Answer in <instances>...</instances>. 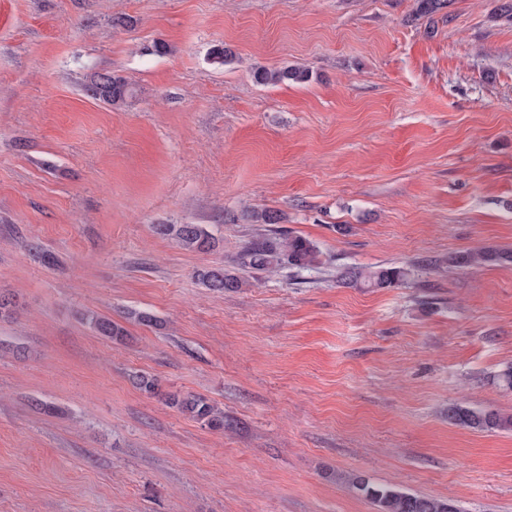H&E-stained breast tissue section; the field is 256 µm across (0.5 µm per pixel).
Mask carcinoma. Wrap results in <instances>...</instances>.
<instances>
[{
  "label": "carcinoma",
  "instance_id": "cac0c4a2",
  "mask_svg": "<svg viewBox=\"0 0 512 512\" xmlns=\"http://www.w3.org/2000/svg\"><path fill=\"white\" fill-rule=\"evenodd\" d=\"M310 71L299 67L268 69L259 67L253 71V79L260 85H273L283 82H305ZM91 94L111 105H121L133 96V90L125 79L110 73H96L89 85ZM155 232L168 237L184 249L210 250L216 246L214 235L204 224H158ZM245 265L258 271L272 272L278 268H288L297 272L309 270L319 264L320 253L311 241L291 233L274 231L267 237L251 244L245 253ZM511 261V253L479 249L452 258L458 267L478 268L486 264ZM198 276L206 287L216 292L237 288L241 281L224 271L222 267L202 270ZM406 278L402 267H376L363 269L348 267L340 273V280L361 288H387L395 286ZM86 321L100 336L121 343L127 336L120 323L96 313L87 315ZM136 385L143 391L162 395L172 407L190 415L198 422L212 428H224V411L206 398L196 395L180 396L161 393L158 380L146 374L133 376ZM448 421L456 425L481 430H512V416H503L494 410H482L451 405L448 407ZM352 487L367 499L374 512H461L451 500L409 493L393 484H376L363 476L352 479Z\"/></svg>",
  "mask_w": 512,
  "mask_h": 512
}]
</instances>
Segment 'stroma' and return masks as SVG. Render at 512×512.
Returning <instances> with one entry per match:
<instances>
[{"instance_id": "stroma-1", "label": "stroma", "mask_w": 512, "mask_h": 512, "mask_svg": "<svg viewBox=\"0 0 512 512\" xmlns=\"http://www.w3.org/2000/svg\"><path fill=\"white\" fill-rule=\"evenodd\" d=\"M502 2L0 0V292L19 304L0 321V512H373L355 475L512 512V431L448 420L512 415V263L447 268L512 251ZM257 66L312 76L261 86ZM97 72L133 97L90 96ZM264 209L316 268L242 266ZM220 266L242 286L206 288ZM348 266L408 275L351 288ZM137 373L207 398L223 429ZM155 232L168 237L184 249L210 250L216 246L214 235L204 224H158ZM508 260H512L511 253L479 249L455 256L452 258V263L458 267L478 268L486 264H495ZM86 321L99 336L110 338L113 342L122 343L127 336L125 327L107 316L91 313ZM133 379L143 391L153 395H161L167 404L177 408L182 413L190 415L198 422L212 429H223L224 412L206 398L196 395L162 394L158 380L146 374H136ZM448 420L456 425L481 430H512V416H503L494 410H482L451 405Z\"/></svg>"}]
</instances>
